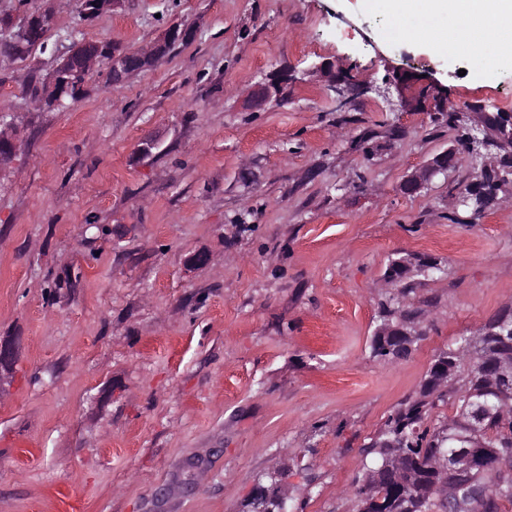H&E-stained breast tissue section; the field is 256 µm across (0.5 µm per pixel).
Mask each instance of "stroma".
<instances>
[{
  "label": "stroma",
  "mask_w": 512,
  "mask_h": 512,
  "mask_svg": "<svg viewBox=\"0 0 512 512\" xmlns=\"http://www.w3.org/2000/svg\"><path fill=\"white\" fill-rule=\"evenodd\" d=\"M389 4L122 0L86 24L53 0L46 49L0 62L22 139L0 173V335L21 339L0 512H239L276 468L302 512H355L367 439L437 350L512 306V188L470 224L448 200L470 162L404 195L456 133L380 91L393 63L512 112V60L390 39ZM174 22L196 40L124 86L94 76L66 110L29 105L68 34L137 50ZM325 60L368 93L340 107ZM275 70L294 82L254 111ZM413 253L447 272L419 279L424 338L391 365L369 341L385 267Z\"/></svg>",
  "instance_id": "stroma-1"
}]
</instances>
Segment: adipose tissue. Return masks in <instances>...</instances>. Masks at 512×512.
<instances>
[{
  "label": "adipose tissue",
  "mask_w": 512,
  "mask_h": 512,
  "mask_svg": "<svg viewBox=\"0 0 512 512\" xmlns=\"http://www.w3.org/2000/svg\"><path fill=\"white\" fill-rule=\"evenodd\" d=\"M392 18L406 21L420 14L432 19L449 16L448 33L439 49L448 51L458 45L470 46L487 66H496L503 50L512 44V0H393Z\"/></svg>",
  "instance_id": "obj_1"
}]
</instances>
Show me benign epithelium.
I'll use <instances>...</instances> for the list:
<instances>
[{"mask_svg": "<svg viewBox=\"0 0 512 512\" xmlns=\"http://www.w3.org/2000/svg\"><path fill=\"white\" fill-rule=\"evenodd\" d=\"M77 8L81 21L85 24L93 22L104 12L112 11L121 0H72ZM42 24H53V13L48 8L34 7L18 16V22L29 24L31 21ZM198 30L191 24L173 23L145 49L114 50L103 55L94 49L95 42L88 39H74L60 54L46 77L43 79L38 93L29 97V101L37 104L49 95L54 99L62 100L78 87L76 79L85 78L98 71L118 73L123 80L132 75L146 71L165 57L169 51L178 44L194 40ZM389 74L385 79V95L396 96L398 106L405 112H426L433 114L442 112L448 107V89L436 79L434 73L428 71L426 76L417 77V73L407 71L401 67L391 65ZM291 74H277L260 83L253 91L251 102L255 107H261L280 96L282 85L293 81ZM459 114H476L478 118L472 120L469 126V162L475 170V178L469 189L462 191L452 198L455 209L470 207V202L480 196L481 173L495 167L494 158L497 154L490 151L489 144L504 145V139H498L488 130L483 115L484 106L479 104H466L457 108ZM16 118L0 114V156L4 163L0 169L10 166L17 155L19 144L16 134ZM448 155L443 151L435 155L427 164L411 173L402 183L405 193L416 194L436 176L448 174L442 160ZM21 341L17 336H0V382L11 374L18 359ZM479 461L477 456L456 457L449 461L446 470L455 475L463 474L472 469Z\"/></svg>", "mask_w": 512, "mask_h": 512, "instance_id": "1", "label": "benign epithelium"}]
</instances>
